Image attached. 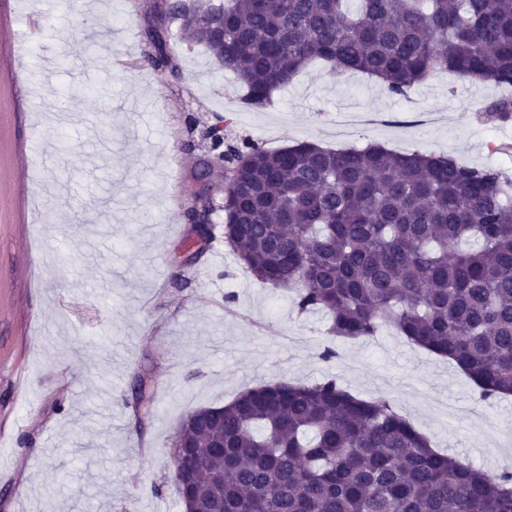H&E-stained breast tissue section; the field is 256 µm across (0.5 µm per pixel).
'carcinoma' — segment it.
<instances>
[{
	"label": "carcinoma",
	"mask_w": 512,
	"mask_h": 512,
	"mask_svg": "<svg viewBox=\"0 0 512 512\" xmlns=\"http://www.w3.org/2000/svg\"><path fill=\"white\" fill-rule=\"evenodd\" d=\"M194 0L173 4L183 36L246 89L249 107L315 61L375 77L406 97L435 71L512 85V0ZM224 22V39L208 36ZM148 56L165 71L160 31ZM512 119V99L486 108ZM229 118L199 133L224 165L208 213L258 281L323 310L338 340L384 325L454 362L485 398L512 394V178L449 156L368 143L304 141L268 150L229 138ZM473 238L478 248L462 251ZM140 378L137 415H147ZM195 512H512V471L495 475L433 448L386 399L333 380L247 389L179 423Z\"/></svg>",
	"instance_id": "cac0c4a2"
}]
</instances>
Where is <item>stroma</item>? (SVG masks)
I'll return each instance as SVG.
<instances>
[{"instance_id": "obj_1", "label": "stroma", "mask_w": 512, "mask_h": 512, "mask_svg": "<svg viewBox=\"0 0 512 512\" xmlns=\"http://www.w3.org/2000/svg\"><path fill=\"white\" fill-rule=\"evenodd\" d=\"M0 512H183L169 446L189 412L276 381L336 380L386 399L442 451L490 473L512 467V397L484 400L448 360L394 329L339 341L328 317L257 281L212 217L189 260L184 200L207 157L191 128L230 116L229 132L267 149L376 142L444 153L512 177V122L484 107L512 88L445 72L408 97L317 62L267 105L245 108L235 76L184 41L163 0H79L36 17L0 0ZM162 32L172 70L146 58ZM112 124L109 148L92 127ZM55 196L34 203L44 184ZM153 410L137 417L138 377Z\"/></svg>"}]
</instances>
